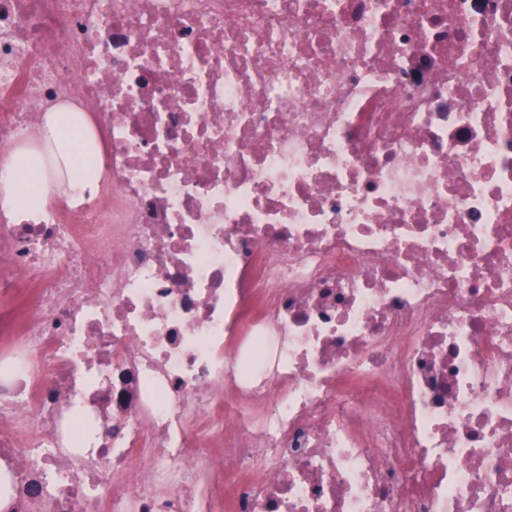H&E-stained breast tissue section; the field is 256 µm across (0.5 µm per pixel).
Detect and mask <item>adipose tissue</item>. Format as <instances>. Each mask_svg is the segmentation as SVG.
<instances>
[{
	"label": "adipose tissue",
	"instance_id": "1",
	"mask_svg": "<svg viewBox=\"0 0 512 512\" xmlns=\"http://www.w3.org/2000/svg\"><path fill=\"white\" fill-rule=\"evenodd\" d=\"M81 140L71 118L63 113H49L35 146H18L12 151L14 178L0 183V204L17 216L27 217L42 210L47 193L30 194L29 179L33 174L50 173L55 187L71 200L94 193L99 186L98 174L84 175L74 166V155Z\"/></svg>",
	"mask_w": 512,
	"mask_h": 512
}]
</instances>
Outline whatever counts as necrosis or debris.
I'll list each match as a JSON object with an SVG mask.
<instances>
[{
    "label": "necrosis or debris",
    "mask_w": 512,
    "mask_h": 512,
    "mask_svg": "<svg viewBox=\"0 0 512 512\" xmlns=\"http://www.w3.org/2000/svg\"><path fill=\"white\" fill-rule=\"evenodd\" d=\"M0 512H512V0H0ZM56 111L48 114L35 146H18L12 151L11 166L16 168L17 176L2 183L0 194L4 207L16 216H31L48 203V193L30 195L28 182L33 174L40 173L42 180L49 170L52 183L73 202L98 189L100 169L96 166L94 172L86 176L74 168V155L79 152L82 140L71 118Z\"/></svg>",
    "instance_id": "obj_1"
}]
</instances>
